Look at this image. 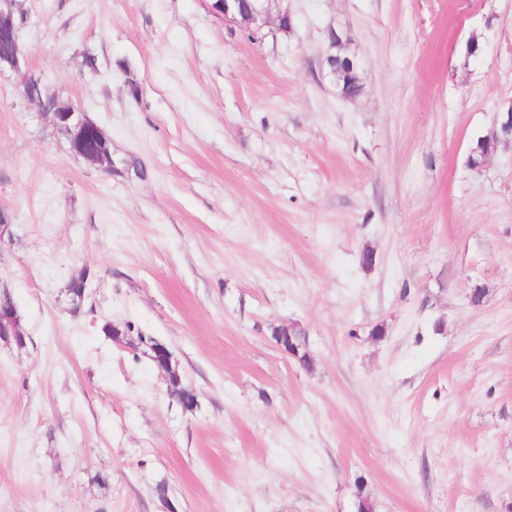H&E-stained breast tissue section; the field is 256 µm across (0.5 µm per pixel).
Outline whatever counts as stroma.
<instances>
[{"mask_svg":"<svg viewBox=\"0 0 512 512\" xmlns=\"http://www.w3.org/2000/svg\"><path fill=\"white\" fill-rule=\"evenodd\" d=\"M20 3L33 73L143 173L74 156L0 72L27 335L0 344V512H512V147L468 162L512 99V0H279L294 28L259 42L204 0ZM325 67L327 74L330 76L332 82L339 90L341 97L345 99H355L359 96L358 93H350L349 87L352 84H357L359 88L360 79L358 76V64L347 56L340 53H329L325 58ZM150 349L155 355V357L152 358L157 361L159 369L163 372L167 379L171 374L180 375V373H178V369H176V367H174L172 364L171 352L164 344L161 346L158 343L153 342L150 344ZM169 390L171 395L178 398V400L184 396L187 388L183 384L181 375L179 379L175 378L171 381Z\"/></svg>","mask_w":512,"mask_h":512,"instance_id":"1","label":"stroma"}]
</instances>
